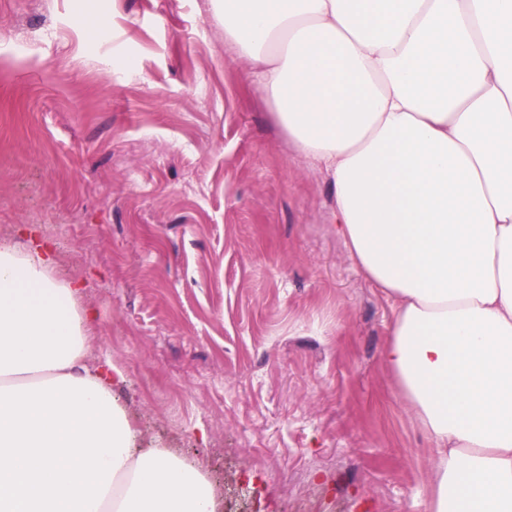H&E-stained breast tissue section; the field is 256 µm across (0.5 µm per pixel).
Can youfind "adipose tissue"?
<instances>
[{"label":"adipose tissue","mask_w":512,"mask_h":512,"mask_svg":"<svg viewBox=\"0 0 512 512\" xmlns=\"http://www.w3.org/2000/svg\"><path fill=\"white\" fill-rule=\"evenodd\" d=\"M336 231L396 301L382 358L432 443L427 512H512V0H210ZM0 241V512H216L138 447L89 312Z\"/></svg>","instance_id":"obj_1"}]
</instances>
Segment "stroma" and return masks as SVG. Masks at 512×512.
Returning <instances> with one entry per match:
<instances>
[{
	"label": "stroma",
	"instance_id": "1",
	"mask_svg": "<svg viewBox=\"0 0 512 512\" xmlns=\"http://www.w3.org/2000/svg\"><path fill=\"white\" fill-rule=\"evenodd\" d=\"M332 212L210 0H0V238L51 251L94 312L88 365L220 512H426L393 303Z\"/></svg>",
	"mask_w": 512,
	"mask_h": 512
}]
</instances>
